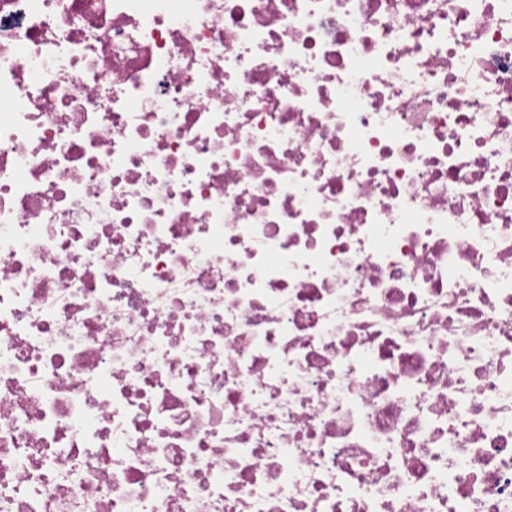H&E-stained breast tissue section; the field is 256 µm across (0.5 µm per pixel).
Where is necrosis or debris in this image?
<instances>
[{
    "instance_id": "obj_1",
    "label": "necrosis or debris",
    "mask_w": 512,
    "mask_h": 512,
    "mask_svg": "<svg viewBox=\"0 0 512 512\" xmlns=\"http://www.w3.org/2000/svg\"><path fill=\"white\" fill-rule=\"evenodd\" d=\"M0 512H512V0H0Z\"/></svg>"
}]
</instances>
